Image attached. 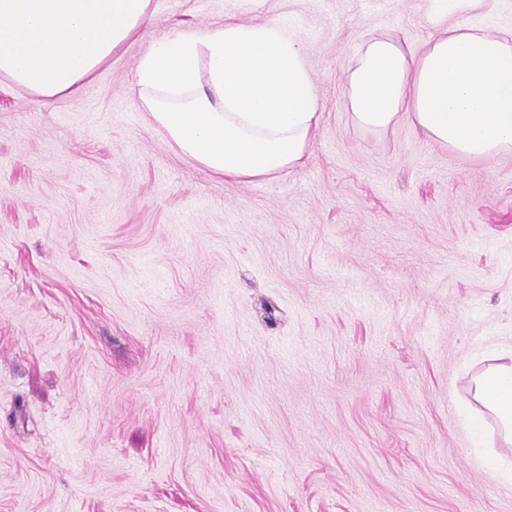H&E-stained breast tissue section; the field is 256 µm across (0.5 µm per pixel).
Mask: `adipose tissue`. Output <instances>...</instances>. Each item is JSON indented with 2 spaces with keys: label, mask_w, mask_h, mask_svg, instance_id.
I'll return each instance as SVG.
<instances>
[{
  "label": "adipose tissue",
  "mask_w": 512,
  "mask_h": 512,
  "mask_svg": "<svg viewBox=\"0 0 512 512\" xmlns=\"http://www.w3.org/2000/svg\"><path fill=\"white\" fill-rule=\"evenodd\" d=\"M150 0H0V82L48 100L81 84L144 36ZM429 0L432 32L410 51L367 40L347 69L357 124L382 133L407 120L471 157L512 152V35L449 22ZM132 82L152 125L181 154L247 183L304 166L321 101L300 37L279 17L205 29L173 27L150 42ZM475 419L492 417L512 445V349L469 382Z\"/></svg>",
  "instance_id": "obj_1"
}]
</instances>
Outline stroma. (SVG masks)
Returning a JSON list of instances; mask_svg holds the SVG:
<instances>
[{
    "label": "stroma",
    "mask_w": 512,
    "mask_h": 512,
    "mask_svg": "<svg viewBox=\"0 0 512 512\" xmlns=\"http://www.w3.org/2000/svg\"><path fill=\"white\" fill-rule=\"evenodd\" d=\"M74 95L0 83V512H512L467 455L512 345V152L358 125L346 68L425 0H151ZM276 15L323 104L299 170L211 174L148 124V43ZM476 422L491 416L497 423L500 439L512 445V349L500 350L469 382Z\"/></svg>",
    "instance_id": "stroma-1"
}]
</instances>
